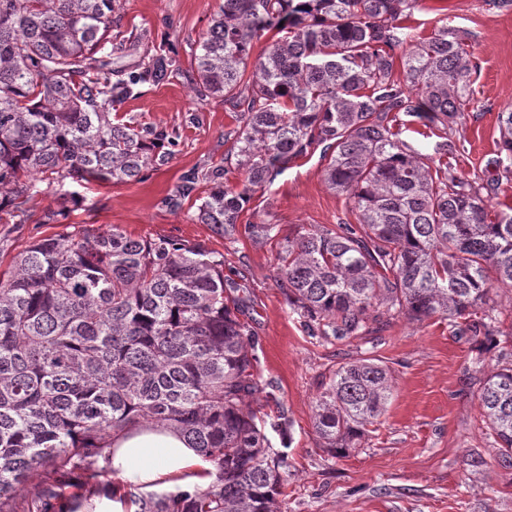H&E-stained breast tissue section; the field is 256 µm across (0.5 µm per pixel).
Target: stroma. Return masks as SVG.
Returning <instances> with one entry per match:
<instances>
[{
  "label": "stroma",
  "mask_w": 512,
  "mask_h": 512,
  "mask_svg": "<svg viewBox=\"0 0 512 512\" xmlns=\"http://www.w3.org/2000/svg\"><path fill=\"white\" fill-rule=\"evenodd\" d=\"M221 2L117 0L112 30L143 37L127 63L166 42L186 68ZM443 19L474 36L481 62L472 85L475 108L449 133L425 129L420 143L429 154L448 135L459 148L450 160L454 173L498 178L494 204L512 208V177H497L489 165L498 152L497 114L512 106V7L499 10L488 0H422L407 25L412 36L425 37ZM116 112L176 132L175 157L138 183L93 182L79 189L65 183V190L78 191V202L56 222L24 225L16 248L65 234L72 224H90L104 230L115 225L143 239L200 242L223 254L224 274L239 284L257 339L261 391L251 407L266 420L283 414L290 422L287 437L268 434L273 449L288 453L282 512H512V469L492 459L481 467L471 464L472 454L492 442L479 401L483 381L493 368L512 364V290L493 289L481 310L497 332L496 348L484 354L471 333L438 316L421 322L383 317L370 322L363 336L342 341L308 335L274 281L276 241L225 239L198 222L193 201L174 211L162 204L175 194L184 172L222 160L224 133L236 125L233 112L217 100L196 101L182 78L144 87ZM323 167L317 155L297 160L255 194L241 222L276 224L285 235L302 226L356 223L349 200L325 184ZM360 357L388 367L393 393L375 431L366 432L358 450L337 458L317 441L313 407L334 372Z\"/></svg>",
  "instance_id": "stroma-1"
}]
</instances>
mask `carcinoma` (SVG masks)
<instances>
[{"label":"carcinoma","mask_w":512,"mask_h":512,"mask_svg":"<svg viewBox=\"0 0 512 512\" xmlns=\"http://www.w3.org/2000/svg\"><path fill=\"white\" fill-rule=\"evenodd\" d=\"M116 0H0V251L51 187L137 183L169 163L178 135L112 116L146 85L187 75L197 101L237 113L221 163L191 170L165 205L200 183L197 220L228 239L275 238L242 224L257 191L320 151L327 185L358 223L302 226L276 253V286L313 336L368 332L381 314L440 315L496 342L476 319L492 288H512V208L496 183L451 173L448 138L422 152L401 117L448 131L474 109L471 35L441 20L414 38L403 21L419 0H224L182 69L165 45L148 62L112 67ZM273 33L258 55L255 41ZM491 165L512 174V108L498 113ZM243 176L240 186L229 175ZM224 276V256L199 243L134 238L74 224L30 242L0 277V512H81L112 497L114 438L164 427L196 449L209 479L192 491L123 485L127 512H281L288 455L246 409L261 391L253 333ZM387 369L339 367L316 399L320 445L345 457L384 412ZM480 405L496 453L512 469V365L483 382Z\"/></svg>","instance_id":"1"}]
</instances>
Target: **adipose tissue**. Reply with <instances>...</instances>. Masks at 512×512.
<instances>
[{
	"label": "adipose tissue",
	"instance_id": "1",
	"mask_svg": "<svg viewBox=\"0 0 512 512\" xmlns=\"http://www.w3.org/2000/svg\"><path fill=\"white\" fill-rule=\"evenodd\" d=\"M201 465L195 449L161 427L126 430L112 445L111 467L116 478L155 488L180 485Z\"/></svg>",
	"mask_w": 512,
	"mask_h": 512
}]
</instances>
